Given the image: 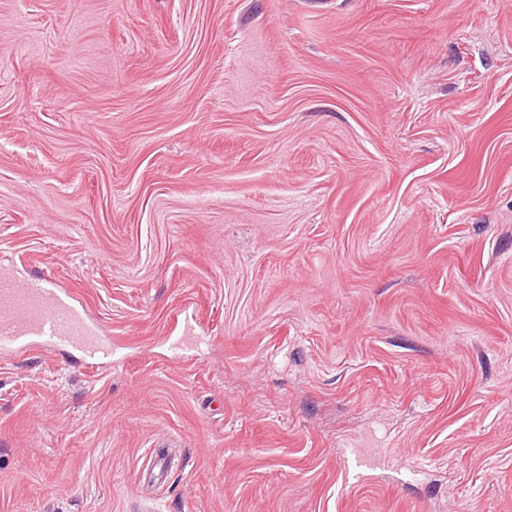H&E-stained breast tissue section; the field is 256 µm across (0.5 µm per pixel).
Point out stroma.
Instances as JSON below:
<instances>
[{
    "mask_svg": "<svg viewBox=\"0 0 512 512\" xmlns=\"http://www.w3.org/2000/svg\"><path fill=\"white\" fill-rule=\"evenodd\" d=\"M0 270V512H512V0H0ZM0 340L24 353L56 348L78 354L88 368L112 367L115 342L86 314L66 288L39 280L21 287L11 275H0Z\"/></svg>",
    "mask_w": 512,
    "mask_h": 512,
    "instance_id": "1",
    "label": "stroma"
}]
</instances>
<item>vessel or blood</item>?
I'll list each match as a JSON object with an SVG mask.
<instances>
[{
	"label": "vessel or blood",
	"mask_w": 512,
	"mask_h": 512,
	"mask_svg": "<svg viewBox=\"0 0 512 512\" xmlns=\"http://www.w3.org/2000/svg\"><path fill=\"white\" fill-rule=\"evenodd\" d=\"M0 342L21 353L35 348L72 351L90 368L111 365L115 348L68 289L44 280L23 287L5 273L0 275Z\"/></svg>",
	"instance_id": "vessel-or-blood-1"
}]
</instances>
